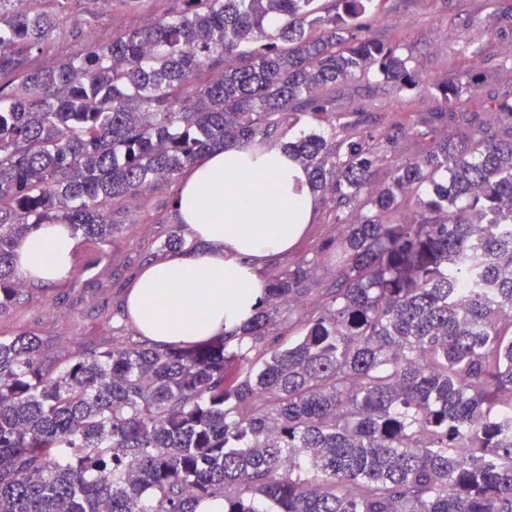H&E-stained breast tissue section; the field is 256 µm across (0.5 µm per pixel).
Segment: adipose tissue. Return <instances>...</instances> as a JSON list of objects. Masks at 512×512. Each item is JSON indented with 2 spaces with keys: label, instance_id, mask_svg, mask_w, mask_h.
Masks as SVG:
<instances>
[{
  "label": "adipose tissue",
  "instance_id": "ef3b65f1",
  "mask_svg": "<svg viewBox=\"0 0 512 512\" xmlns=\"http://www.w3.org/2000/svg\"><path fill=\"white\" fill-rule=\"evenodd\" d=\"M318 205L307 171L283 148L234 146L198 158L178 183L175 208L207 249L147 265L126 293L132 324L159 347L243 326L263 296L264 261L300 241ZM76 246L67 225L44 224L19 244L14 263L28 282H56L71 274Z\"/></svg>",
  "mask_w": 512,
  "mask_h": 512
}]
</instances>
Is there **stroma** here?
<instances>
[{"mask_svg": "<svg viewBox=\"0 0 512 512\" xmlns=\"http://www.w3.org/2000/svg\"><path fill=\"white\" fill-rule=\"evenodd\" d=\"M162 0H65L63 20L51 35L44 55L50 63L79 53L94 40L111 41L113 34L143 27L162 12ZM371 34L391 42L414 45L413 64L423 78L420 88L397 90L382 75H368L337 85L345 100L364 106L374 135H394L397 113L414 117L435 105V80L474 75L476 97L489 87V71L512 82V0L500 10L485 0H388L380 19H367ZM481 50V62L472 65L469 54ZM175 185L166 183L114 207L119 228L108 243L81 240L74 255L71 277L49 284H30L20 300L0 312V338L20 332L39 336L45 356L76 359L88 348L136 330L124 314L125 291L145 266L161 256V247L173 232L183 231L174 208ZM339 232L334 204L321 194L317 217L296 247L268 258L261 276L270 279Z\"/></svg>", "mask_w": 512, "mask_h": 512, "instance_id": "obj_1", "label": "stroma"}]
</instances>
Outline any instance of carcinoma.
Wrapping results in <instances>:
<instances>
[{
	"label": "carcinoma",
	"instance_id": "obj_1",
	"mask_svg": "<svg viewBox=\"0 0 512 512\" xmlns=\"http://www.w3.org/2000/svg\"><path fill=\"white\" fill-rule=\"evenodd\" d=\"M0 0V311L42 224L108 242L112 207L216 147L288 142L339 235L264 285L239 332L114 336L76 360L0 338V512H512V94L453 79L385 149L329 91L422 79L363 19L387 0H169L153 24L53 66L60 0ZM428 184L431 194L418 191Z\"/></svg>",
	"mask_w": 512,
	"mask_h": 512
}]
</instances>
